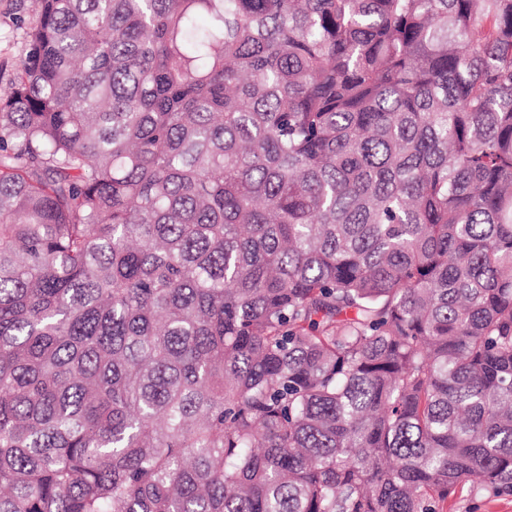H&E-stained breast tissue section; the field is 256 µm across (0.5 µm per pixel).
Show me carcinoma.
<instances>
[{
  "mask_svg": "<svg viewBox=\"0 0 512 512\" xmlns=\"http://www.w3.org/2000/svg\"><path fill=\"white\" fill-rule=\"evenodd\" d=\"M0 96V512L512 492V0H42Z\"/></svg>",
  "mask_w": 512,
  "mask_h": 512,
  "instance_id": "carcinoma-1",
  "label": "carcinoma"
}]
</instances>
